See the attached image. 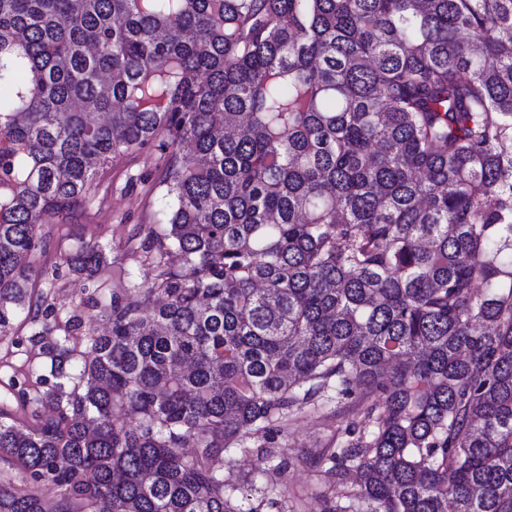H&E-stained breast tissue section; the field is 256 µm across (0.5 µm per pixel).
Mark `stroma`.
Listing matches in <instances>:
<instances>
[{"instance_id":"stroma-1","label":"stroma","mask_w":512,"mask_h":512,"mask_svg":"<svg viewBox=\"0 0 512 512\" xmlns=\"http://www.w3.org/2000/svg\"><path fill=\"white\" fill-rule=\"evenodd\" d=\"M165 158L157 147L114 157L100 169L85 208L71 221L51 218L42 226L45 247L32 264L38 273L37 288L45 297L43 314L36 326L26 325L24 312H14L0 333V403L28 420L23 394H36L54 382L50 361L30 342L32 335L61 336L79 304L94 290L110 294L125 282L140 284L150 278L142 230L165 223L168 202L161 183ZM85 243L102 245L107 261L95 280L62 271L66 256ZM345 417L329 411L305 410L282 433L261 432L251 440L255 449L270 448L290 466L281 482L288 498V512H321L322 504L310 494L317 476L301 459L310 451L327 447Z\"/></svg>"}]
</instances>
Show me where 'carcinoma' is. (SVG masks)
I'll list each match as a JSON object with an SVG mask.
<instances>
[{
	"mask_svg": "<svg viewBox=\"0 0 512 512\" xmlns=\"http://www.w3.org/2000/svg\"><path fill=\"white\" fill-rule=\"evenodd\" d=\"M1 90L0 329L113 157L158 144L168 215L77 373L40 337L0 512H261L252 452L281 508L247 441L352 396L323 512H512V0H0ZM255 454L238 455L236 466L232 470L224 472V478L230 483L243 487V492L245 495H249L248 498L252 499L251 502L253 503H257V499L261 498V492L259 493L257 491H263L259 481L254 480L253 477L257 463ZM252 480H254V484L251 482Z\"/></svg>",
	"mask_w": 512,
	"mask_h": 512,
	"instance_id": "obj_1",
	"label": "carcinoma"
}]
</instances>
